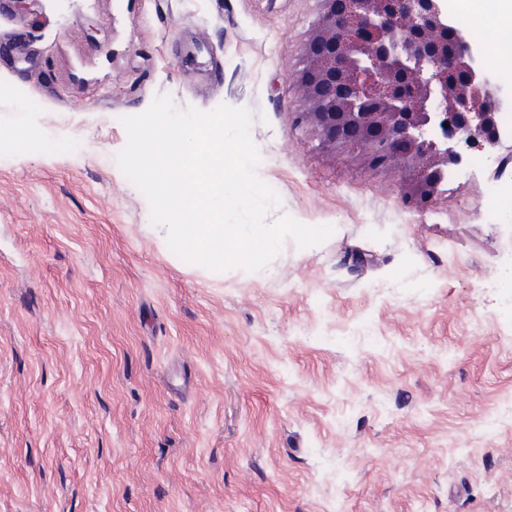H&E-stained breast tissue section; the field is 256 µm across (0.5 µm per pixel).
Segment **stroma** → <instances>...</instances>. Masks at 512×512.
Returning <instances> with one entry per match:
<instances>
[{"instance_id":"obj_1","label":"stroma","mask_w":512,"mask_h":512,"mask_svg":"<svg viewBox=\"0 0 512 512\" xmlns=\"http://www.w3.org/2000/svg\"><path fill=\"white\" fill-rule=\"evenodd\" d=\"M320 8L0 0V512H512V144L425 201L328 153ZM159 95L248 108L268 221L333 234L173 254L116 161Z\"/></svg>"}]
</instances>
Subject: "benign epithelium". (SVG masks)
<instances>
[{
	"label": "benign epithelium",
	"mask_w": 512,
	"mask_h": 512,
	"mask_svg": "<svg viewBox=\"0 0 512 512\" xmlns=\"http://www.w3.org/2000/svg\"><path fill=\"white\" fill-rule=\"evenodd\" d=\"M297 76L301 114L321 144L399 173L427 200L467 151L502 139L512 92L495 85L482 49L448 0H320Z\"/></svg>",
	"instance_id": "7a95c632"
}]
</instances>
